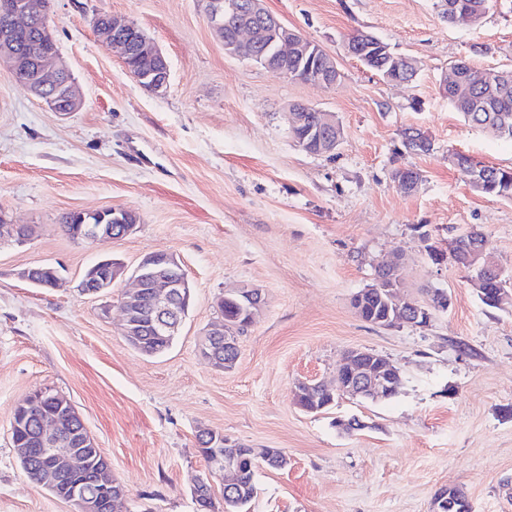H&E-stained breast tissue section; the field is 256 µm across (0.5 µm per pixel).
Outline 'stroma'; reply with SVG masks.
<instances>
[{"mask_svg": "<svg viewBox=\"0 0 512 512\" xmlns=\"http://www.w3.org/2000/svg\"><path fill=\"white\" fill-rule=\"evenodd\" d=\"M265 7L331 54L330 88L293 81L225 55L206 0H51L50 25L83 96L62 115L0 69V210L32 225L33 240L0 244V512H74L30 480L10 418L33 390L71 401L124 487L123 512H198L193 481L208 469L200 430L226 444L276 448L282 468L257 461L248 512H432L435 494L462 489L473 512H512V303L485 306L471 275L430 248L480 229L512 267V200L474 191L450 157L512 169V143L464 122L443 80L467 60L512 70V0H492L474 28L448 24L436 0H265ZM137 24L167 56L164 94L140 87L93 30L97 13ZM364 31L418 60L408 83L383 79L344 50ZM335 113L336 151L313 155L289 136L286 109ZM422 129L429 153L403 152ZM419 170L412 193L395 168ZM121 207L136 230L94 242L66 235L73 211ZM149 252L173 254L192 304L173 346L149 357L111 312L78 285L97 261L134 269ZM400 263L401 298L448 293L427 325L378 326L355 312V293L378 265ZM61 266L65 284L36 288L22 270ZM262 290L256 320L238 337L232 369L199 351L217 300ZM388 358L401 372L394 398L342 397L317 412L296 403L299 382H333L348 350ZM356 419L344 433L338 421Z\"/></svg>", "mask_w": 512, "mask_h": 512, "instance_id": "1", "label": "stroma"}]
</instances>
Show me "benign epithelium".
Listing matches in <instances>:
<instances>
[{
	"instance_id": "benign-epithelium-1",
	"label": "benign epithelium",
	"mask_w": 512,
	"mask_h": 512,
	"mask_svg": "<svg viewBox=\"0 0 512 512\" xmlns=\"http://www.w3.org/2000/svg\"><path fill=\"white\" fill-rule=\"evenodd\" d=\"M0 15L11 23L13 33L0 39V63L7 66L13 76L25 74L21 82L51 109L62 114L77 112L82 107L75 81L64 66L59 49L32 58L16 42L14 34L23 33L31 21L44 15L41 0H0ZM207 17L210 27L219 35L224 44V53L228 56L263 65L288 76V61L305 57L311 48V42L289 28L264 7V0H207ZM236 18V28L224 32V19ZM94 23L97 31L105 35L120 58L133 53H145L152 60L151 67L131 73L138 84L153 93L167 90L170 80L168 60L160 48L133 22L117 20L99 13ZM266 38L264 48H259V38ZM339 70L335 59L323 53L320 55L316 73L312 82L330 88L336 85ZM479 84L505 87L512 81L507 73L488 71L475 76ZM317 113L316 125L306 134L307 140L297 137L306 124L304 113ZM289 134L302 149L313 144L315 153L327 154L336 150V141L340 130L335 115L304 103H294L289 107ZM138 223V215L128 209H106L95 213L81 214L76 237L82 241H95L100 238H121L133 232ZM13 240L24 244L30 240V233L24 228L0 221V241ZM473 271L472 282L477 288L492 283L502 285L512 279L506 276L504 266L491 260L488 243H476L472 251L457 259ZM50 273L54 283H59L60 275L56 267L41 264L27 268L20 273L23 280L34 287H42L41 275ZM125 266L122 262L110 258L97 262L85 272L79 285L83 294L91 293L96 297L108 296L112 284L123 277ZM132 288L121 299L123 319L121 333L135 348L144 345L145 336H176L182 321L179 310L184 299L191 296L189 282L180 262L171 254L148 253L134 268ZM237 300L248 318L253 319L260 312L264 298L258 288L243 287L237 292ZM429 317V311L414 301L398 304L397 321L414 324L420 317ZM238 343V337L229 336L224 321L210 327L204 334L201 353L214 366L224 368V359L232 358ZM364 355L360 349L352 350L340 366L336 382L344 395L362 393H381L390 388L389 380L396 369L384 362L387 375L381 376L359 366ZM49 401L57 411L45 414L39 420L37 442L28 448H18L16 452L26 461L35 459L40 462L43 482L53 491L62 492V498L75 506V512H112L116 504L115 496H123L124 489H113L117 482L112 478L108 459L97 448L88 433L85 424L73 404L49 389L40 388L17 405L21 410L28 406L29 400ZM66 415L76 425V430L68 436L60 434L59 416ZM207 447L212 449L208 474L199 477L193 486V492L211 486L212 479L223 481L224 492L237 491V472L233 470V458L222 455L218 448L222 440L215 433L204 434ZM91 463L93 479L91 485L96 492L90 493L85 487L75 485L72 479L76 469L84 462ZM434 512H472L468 497L457 488L448 489V493L434 499Z\"/></svg>"
}]
</instances>
